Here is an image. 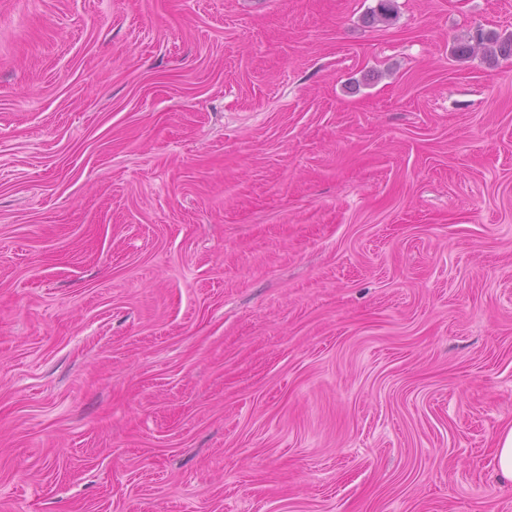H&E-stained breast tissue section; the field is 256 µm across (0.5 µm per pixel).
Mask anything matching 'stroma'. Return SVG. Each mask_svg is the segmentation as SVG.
I'll use <instances>...</instances> for the list:
<instances>
[{"mask_svg":"<svg viewBox=\"0 0 512 512\" xmlns=\"http://www.w3.org/2000/svg\"><path fill=\"white\" fill-rule=\"evenodd\" d=\"M376 4L0 0V512H512V0ZM495 449L496 471L503 479L512 482V424L500 430Z\"/></svg>","mask_w":512,"mask_h":512,"instance_id":"stroma-1","label":"stroma"}]
</instances>
